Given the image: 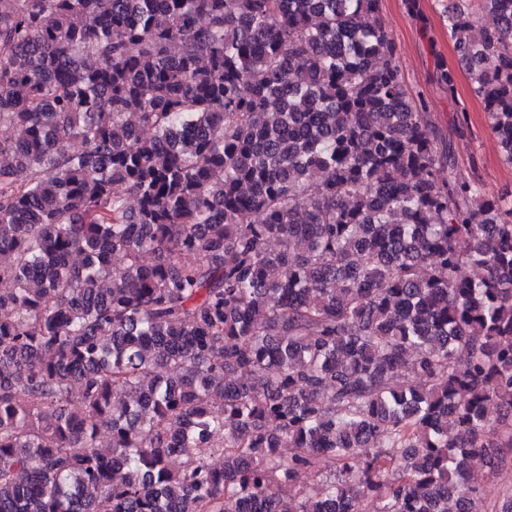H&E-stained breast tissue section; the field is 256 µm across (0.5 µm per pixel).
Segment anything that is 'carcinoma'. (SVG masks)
<instances>
[{"mask_svg":"<svg viewBox=\"0 0 512 512\" xmlns=\"http://www.w3.org/2000/svg\"><path fill=\"white\" fill-rule=\"evenodd\" d=\"M436 2L512 166V6ZM0 127V512H512V203L381 0H0ZM381 7L405 79L413 92H424L438 134L452 143L459 165L471 169L490 193L512 199V167L502 163L483 104L471 94L464 73L458 71L454 98L431 84L434 62L419 23L408 15L402 0H383Z\"/></svg>","mask_w":512,"mask_h":512,"instance_id":"obj_1","label":"carcinoma"}]
</instances>
